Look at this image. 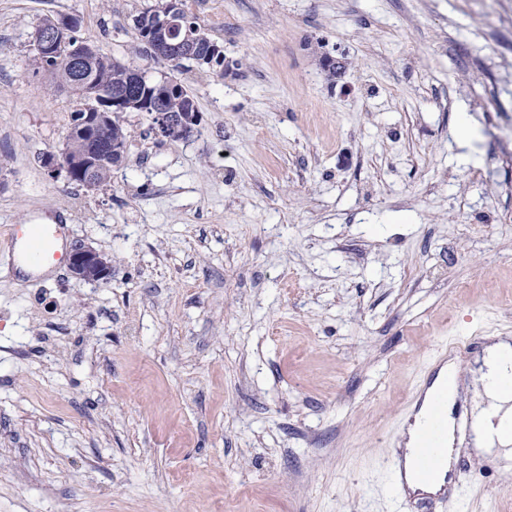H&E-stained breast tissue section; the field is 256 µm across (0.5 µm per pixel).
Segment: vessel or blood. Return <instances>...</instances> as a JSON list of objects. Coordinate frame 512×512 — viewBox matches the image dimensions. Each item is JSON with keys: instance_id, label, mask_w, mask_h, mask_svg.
<instances>
[{"instance_id": "b4317fda", "label": "vessel or blood", "mask_w": 512, "mask_h": 512, "mask_svg": "<svg viewBox=\"0 0 512 512\" xmlns=\"http://www.w3.org/2000/svg\"><path fill=\"white\" fill-rule=\"evenodd\" d=\"M58 231L55 224L11 225L6 239L7 251L20 254L31 267L61 263L62 255L52 245ZM418 396L425 399L426 409L417 436L414 470L418 480L430 482L437 477L438 457L448 440V387L436 385L431 391H419Z\"/></svg>"}]
</instances>
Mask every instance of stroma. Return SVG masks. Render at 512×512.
<instances>
[{
    "label": "stroma",
    "mask_w": 512,
    "mask_h": 512,
    "mask_svg": "<svg viewBox=\"0 0 512 512\" xmlns=\"http://www.w3.org/2000/svg\"><path fill=\"white\" fill-rule=\"evenodd\" d=\"M154 2L0 0V512H402L428 362L512 337V0H187L226 65L175 73L134 54ZM47 15L176 76L194 133L130 113L109 185L49 173ZM43 223L111 281L16 269L10 225ZM466 465L413 512H512V473Z\"/></svg>",
    "instance_id": "obj_1"
}]
</instances>
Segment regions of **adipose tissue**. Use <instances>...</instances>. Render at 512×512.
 I'll return each mask as SVG.
<instances>
[{"label": "adipose tissue", "instance_id": "adipose-tissue-1", "mask_svg": "<svg viewBox=\"0 0 512 512\" xmlns=\"http://www.w3.org/2000/svg\"><path fill=\"white\" fill-rule=\"evenodd\" d=\"M442 372L448 377L449 402L470 392L480 399L472 409V428L478 437L473 455L512 469V439L506 435L512 428V397L503 390L505 383L512 382V339L493 338L483 351L482 367L471 385H462L455 363L445 364Z\"/></svg>", "mask_w": 512, "mask_h": 512}]
</instances>
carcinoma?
<instances>
[{"instance_id": "carcinoma-1", "label": "carcinoma", "mask_w": 512, "mask_h": 512, "mask_svg": "<svg viewBox=\"0 0 512 512\" xmlns=\"http://www.w3.org/2000/svg\"><path fill=\"white\" fill-rule=\"evenodd\" d=\"M169 5V0H157V3L147 7L132 18L133 30L136 34L137 47L135 53L150 58L156 62L173 63V69L182 67V60L174 58L171 45L177 39L160 33L154 27V22L163 18ZM184 26H190L205 36L194 49V55L189 60L203 66L210 64L208 56L215 42L208 36L204 27L190 15H185ZM79 43L76 36L70 37V43L59 45L51 59L46 61L47 71L55 79L58 86L68 89L74 97V112L86 111L87 97L83 87L77 85L73 78V71L67 61L68 50L71 43ZM131 65L112 61L107 56H101V61L87 69V82L90 88L104 93L119 94L124 98L127 106L121 110L109 105H98V111L105 113L99 127L98 139L91 140L79 132L76 127L70 128L66 146L69 150V159L78 170L73 172L72 182L83 185L84 180L104 186L111 181L112 170L119 165L125 154L128 132L124 125V114L127 112L143 111L144 103L149 100L151 91L133 84L129 79ZM160 106L166 112H195L197 106L194 96L183 88H178L164 95L159 100ZM106 142L112 145V152L103 153L99 143Z\"/></svg>"}]
</instances>
